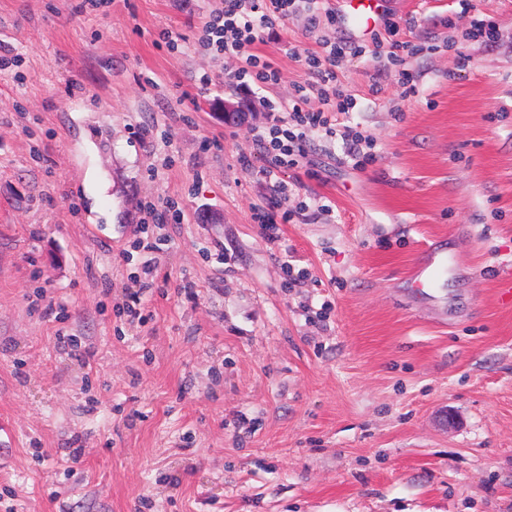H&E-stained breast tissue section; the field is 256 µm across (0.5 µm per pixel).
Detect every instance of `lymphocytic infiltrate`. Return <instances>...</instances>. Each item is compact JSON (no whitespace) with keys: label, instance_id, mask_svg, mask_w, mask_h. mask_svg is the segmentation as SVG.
<instances>
[{"label":"lymphocytic infiltrate","instance_id":"1","mask_svg":"<svg viewBox=\"0 0 512 512\" xmlns=\"http://www.w3.org/2000/svg\"><path fill=\"white\" fill-rule=\"evenodd\" d=\"M320 9L321 0H224L223 9L211 14L205 23L199 44L208 51L239 60V68L229 72L228 77L241 89L270 85L277 81L279 73L256 51L264 31L301 10L307 12L310 24H318ZM344 54L342 46L328 41L322 42L319 50L300 51L306 85L317 92L325 107L310 110L304 97H297L288 115L271 116L256 140L258 152L270 162L263 175L273 182L274 204H281L288 193L277 181L276 172L303 166L309 133L317 132L331 140L342 139L345 153L355 167H364L374 158V140L370 135L337 125L338 115L352 111L356 105L355 98L337 84L336 64Z\"/></svg>","mask_w":512,"mask_h":512}]
</instances>
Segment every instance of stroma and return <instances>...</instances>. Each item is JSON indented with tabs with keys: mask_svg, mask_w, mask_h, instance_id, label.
<instances>
[{
	"mask_svg": "<svg viewBox=\"0 0 512 512\" xmlns=\"http://www.w3.org/2000/svg\"><path fill=\"white\" fill-rule=\"evenodd\" d=\"M223 6L0 0L20 58L0 72V512H512V0H389L376 45L323 0L260 44L279 81L254 96L198 44ZM474 15L494 40L468 37ZM395 39L420 48L416 95ZM322 40L371 48L336 72L357 101L338 121L375 158L310 135L314 168L277 173L292 219L271 243L255 139L306 81L289 46ZM434 248L448 273L421 293ZM393 45L396 51L393 52L391 62L397 67L403 66L400 70L403 94L404 96H411L416 93V85L414 83L412 73L408 69L404 68V65L406 64L407 58L419 52L420 49L416 48V46L411 44L409 41L395 40Z\"/></svg>",
	"mask_w": 512,
	"mask_h": 512,
	"instance_id": "35a3bbf8",
	"label": "stroma"
}]
</instances>
